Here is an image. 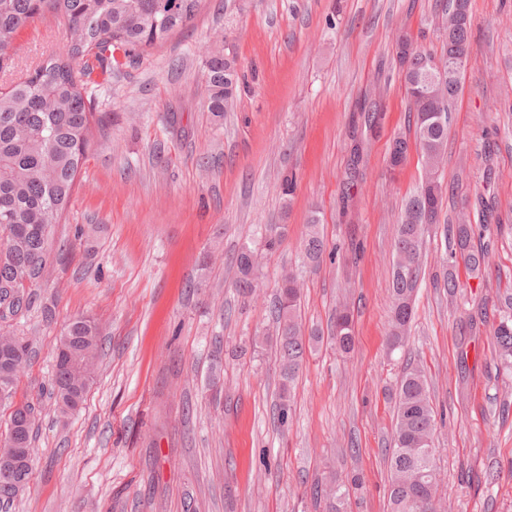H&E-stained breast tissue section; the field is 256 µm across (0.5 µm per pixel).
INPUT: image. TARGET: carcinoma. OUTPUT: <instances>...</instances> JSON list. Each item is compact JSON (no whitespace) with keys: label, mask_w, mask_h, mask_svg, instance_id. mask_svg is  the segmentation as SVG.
I'll return each mask as SVG.
<instances>
[{"label":"carcinoma","mask_w":512,"mask_h":512,"mask_svg":"<svg viewBox=\"0 0 512 512\" xmlns=\"http://www.w3.org/2000/svg\"><path fill=\"white\" fill-rule=\"evenodd\" d=\"M201 0H0V69L18 32L35 19L52 16L67 35V56L47 55L26 76L0 87V321L31 308L33 288L42 277L52 225L70 203L76 179L88 155L92 137L94 101L87 86L97 69H112L134 61L140 52L167 41L195 18ZM455 0H446L443 29L447 57L442 72L438 59L415 48L397 54L401 77L413 115V138L393 139L389 165L396 169L407 159L410 146L421 158L422 175L398 217L394 261L389 284L391 299L388 344L400 346L408 332L422 269V238L426 226L438 223L442 195L440 170L448 149L451 104L470 61V16L454 12ZM205 107L215 118L231 108L239 80L235 63L224 57L223 36L207 47L204 62ZM303 244V261L313 266L324 261L327 243L312 219ZM285 226L265 229L263 247L275 251ZM473 224L463 216L449 225L454 255L472 270L484 263L483 250L471 244ZM235 288L249 296L260 287L258 251L245 244L235 259ZM300 289L295 274L282 275L274 300L276 363L280 377L277 419L288 423L291 384L307 351L320 343L319 335L306 336L299 313ZM492 338L501 364L512 369V303L499 311ZM332 346L353 349L352 320L343 306L335 309ZM101 336L94 321H71L59 336L52 375L55 412L76 413L95 379ZM31 360L26 342L0 331V397L11 396ZM35 409L28 403L10 413L8 433L0 444V485L8 479H30ZM437 413L423 371L406 369L396 393L394 446L388 464V512H432L425 504L429 489L441 481L436 465L434 433ZM25 442L27 462L18 470L1 456L12 443ZM315 496L326 501L329 512H345L346 485L334 478L316 480Z\"/></svg>","instance_id":"cac0c4a2"}]
</instances>
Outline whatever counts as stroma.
Wrapping results in <instances>:
<instances>
[{
  "label": "stroma",
  "mask_w": 512,
  "mask_h": 512,
  "mask_svg": "<svg viewBox=\"0 0 512 512\" xmlns=\"http://www.w3.org/2000/svg\"><path fill=\"white\" fill-rule=\"evenodd\" d=\"M470 64L453 105L441 171L443 222L423 238L422 284L406 340L390 349L387 294L395 228L419 183L410 153L387 166L412 119L395 62L399 31L444 58L440 0H202L191 24L88 92L100 118L70 203L53 225L30 310L0 323L28 342L31 362L0 401L34 405L38 430L25 491L0 512H325L315 479L360 474L348 512H387L386 450L407 363L423 368L439 421L444 512H512V373L491 341L512 295V0H470ZM244 83L214 122L202 107L209 38ZM66 38L50 17L17 36L0 85L33 69ZM379 100L376 133L358 105ZM363 138L360 176L347 161ZM295 174L292 197L281 192ZM486 200L473 275L450 253L447 228ZM334 256L302 262L311 218ZM287 231L261 259L263 287L239 295L233 258ZM298 275L306 329L329 334L347 304L354 348L308 353L276 419L279 376L270 304L285 270ZM456 271L459 290L442 286ZM97 320L104 353L82 411L59 420L49 394L53 352L74 318ZM223 389H206L215 345Z\"/></svg>",
  "instance_id": "stroma-1"
}]
</instances>
